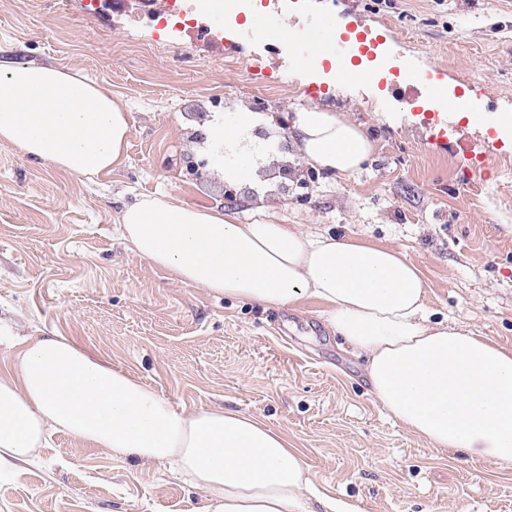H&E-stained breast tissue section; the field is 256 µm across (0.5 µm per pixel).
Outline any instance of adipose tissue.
<instances>
[{
  "label": "adipose tissue",
  "mask_w": 512,
  "mask_h": 512,
  "mask_svg": "<svg viewBox=\"0 0 512 512\" xmlns=\"http://www.w3.org/2000/svg\"><path fill=\"white\" fill-rule=\"evenodd\" d=\"M255 116L215 113L212 168L252 179L261 155L243 142ZM310 165L347 175L372 154L362 128L312 107L294 122ZM129 114L106 86L56 65L0 61V142L56 169L92 177L120 165ZM137 256L216 296L289 306L318 302L367 358L374 398L430 445L512 466V349L433 321L421 270L392 248L309 235L289 224H240L218 210L148 196L125 210ZM0 371V468L30 458L49 432L114 455L166 461L203 491L206 512H311L309 471L287 436L258 417L174 406L129 371L62 336L16 344Z\"/></svg>",
  "instance_id": "ef3b65f1"
}]
</instances>
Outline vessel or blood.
<instances>
[{
	"instance_id": "obj_1",
	"label": "vessel or blood",
	"mask_w": 512,
	"mask_h": 512,
	"mask_svg": "<svg viewBox=\"0 0 512 512\" xmlns=\"http://www.w3.org/2000/svg\"><path fill=\"white\" fill-rule=\"evenodd\" d=\"M251 37L274 42L290 38L287 30L278 27L270 18L264 15L255 16L248 28ZM296 40L297 56L300 64H307L318 57L335 56L336 70L334 78L339 82H367L373 77L368 69L352 68L347 57L358 49L359 41L377 43L378 37L372 31L360 32L358 42L344 43L333 20L323 17L307 22L303 34ZM391 88L396 92H410L415 98L431 102L434 107H441L443 97L436 84L430 79L415 72L409 62H402L394 74Z\"/></svg>"
}]
</instances>
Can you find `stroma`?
<instances>
[{
	"label": "stroma",
	"mask_w": 512,
	"mask_h": 512,
	"mask_svg": "<svg viewBox=\"0 0 512 512\" xmlns=\"http://www.w3.org/2000/svg\"><path fill=\"white\" fill-rule=\"evenodd\" d=\"M87 0H0V59L54 64L112 90L130 114L121 165L70 175L0 143V319L20 338L63 336L175 405L265 419L299 448L310 479L352 512H512V467L432 448L375 400L321 307L211 296L129 251L123 210L147 195L220 208L396 249L423 273L434 320L512 348V136L456 112L428 119L379 82H336L283 45L185 27L159 32L135 9ZM289 29L334 16L379 32L393 59L454 96L512 114V0H262ZM236 57L228 65L227 57ZM361 123L372 157L347 176L300 156L297 111ZM261 116L271 150L249 182L188 160L215 112ZM204 495L166 463L112 455L52 434L0 475V512H202Z\"/></svg>",
	"instance_id": "1"
}]
</instances>
